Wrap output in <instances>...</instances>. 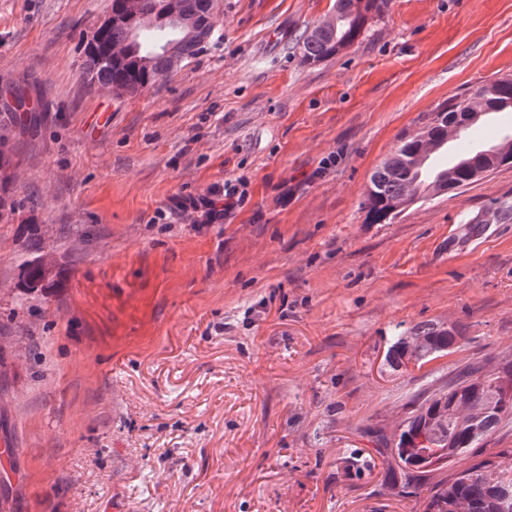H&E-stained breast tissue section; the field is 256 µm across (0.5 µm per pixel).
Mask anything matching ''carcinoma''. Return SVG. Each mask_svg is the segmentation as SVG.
I'll return each instance as SVG.
<instances>
[{
  "instance_id": "carcinoma-1",
  "label": "carcinoma",
  "mask_w": 512,
  "mask_h": 512,
  "mask_svg": "<svg viewBox=\"0 0 512 512\" xmlns=\"http://www.w3.org/2000/svg\"><path fill=\"white\" fill-rule=\"evenodd\" d=\"M386 0H336V23L316 26L302 36V52L310 62H319L351 46L361 35L368 17L378 14ZM188 19L204 24L201 34L188 36L168 23L131 18L102 34L97 50H85L84 79L118 95L133 87L146 89L174 69L165 47L175 46L177 58L194 57L212 39L214 0H179ZM136 33L140 56L147 63L107 59L112 46L127 42ZM11 102L0 106L17 120L29 100L27 90L16 87ZM512 112V76L485 81L460 96L438 104L427 122L414 135H403L390 155L372 172L359 203L368 224H390L410 206L436 196L461 190L503 166H512V135L499 143L472 152L463 151L448 165L435 168L430 157L447 149L448 140L470 129L491 114ZM24 120L37 121L36 110ZM512 215V202L496 200L482 216L467 220L466 233L483 232L485 225ZM462 337L456 326L427 323L415 325L394 337L386 361L396 369L408 351L422 347L417 361L424 363L454 348ZM512 361L484 372H465L448 386L425 397L405 420L394 447L386 453L404 474L416 481L434 473L443 477L429 489L424 512H512V454L500 451L477 462L470 450L492 437L512 418ZM425 432L448 445L447 464L432 468L421 457L406 454L409 442Z\"/></svg>"
}]
</instances>
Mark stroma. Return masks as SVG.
<instances>
[{"instance_id":"35a3bbf8","label":"stroma","mask_w":512,"mask_h":512,"mask_svg":"<svg viewBox=\"0 0 512 512\" xmlns=\"http://www.w3.org/2000/svg\"><path fill=\"white\" fill-rule=\"evenodd\" d=\"M335 0H218L212 40L136 95L87 88L112 0H0V466L5 512H424L382 452L412 401L512 361L504 167L368 224L374 168L438 103L512 75V0H388L318 63ZM242 179L203 229L173 199ZM49 258L61 287L24 294ZM464 325L447 355L390 368L398 328ZM509 215H512V203L509 200H496L483 216L476 215L467 220L465 235L469 236L474 231L482 234L486 227L485 224H494V221L497 223ZM491 220L492 222H490Z\"/></svg>"}]
</instances>
